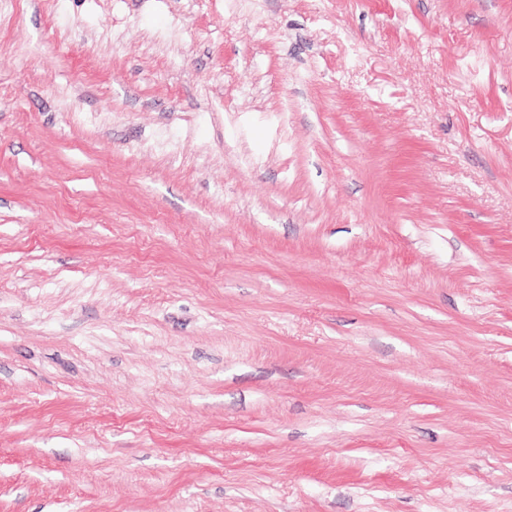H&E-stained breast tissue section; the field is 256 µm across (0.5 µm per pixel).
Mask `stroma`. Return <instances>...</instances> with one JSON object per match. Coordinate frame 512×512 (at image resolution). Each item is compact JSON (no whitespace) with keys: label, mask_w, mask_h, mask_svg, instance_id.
<instances>
[{"label":"stroma","mask_w":512,"mask_h":512,"mask_svg":"<svg viewBox=\"0 0 512 512\" xmlns=\"http://www.w3.org/2000/svg\"><path fill=\"white\" fill-rule=\"evenodd\" d=\"M0 512H512V0H0Z\"/></svg>","instance_id":"stroma-1"}]
</instances>
